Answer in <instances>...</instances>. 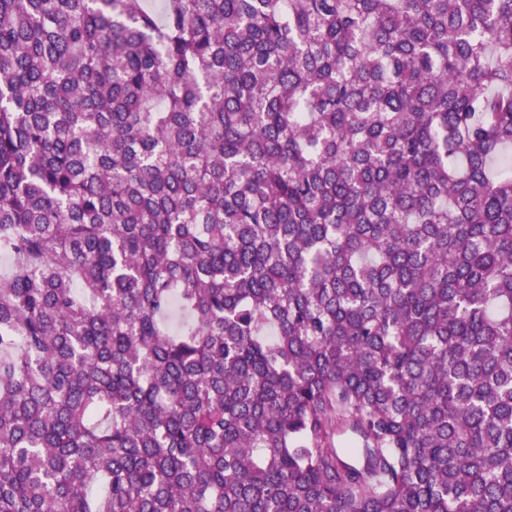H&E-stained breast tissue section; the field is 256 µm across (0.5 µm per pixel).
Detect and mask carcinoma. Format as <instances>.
<instances>
[{"label":"carcinoma","mask_w":512,"mask_h":512,"mask_svg":"<svg viewBox=\"0 0 512 512\" xmlns=\"http://www.w3.org/2000/svg\"><path fill=\"white\" fill-rule=\"evenodd\" d=\"M512 0H0V512H512Z\"/></svg>","instance_id":"obj_1"}]
</instances>
